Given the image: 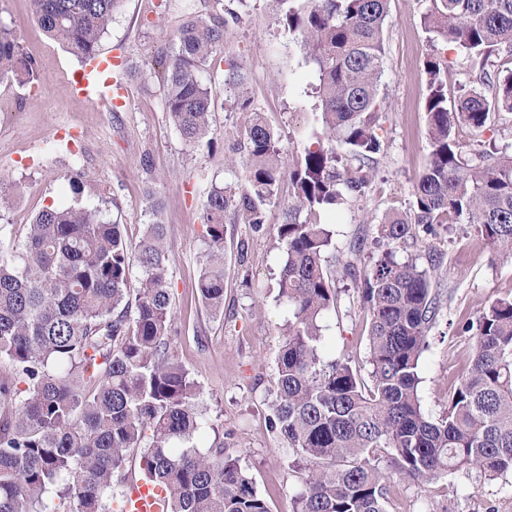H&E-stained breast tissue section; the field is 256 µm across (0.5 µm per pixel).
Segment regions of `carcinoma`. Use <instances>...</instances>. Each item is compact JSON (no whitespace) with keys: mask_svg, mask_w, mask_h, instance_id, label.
Segmentation results:
<instances>
[{"mask_svg":"<svg viewBox=\"0 0 512 512\" xmlns=\"http://www.w3.org/2000/svg\"><path fill=\"white\" fill-rule=\"evenodd\" d=\"M283 27L301 40L319 72L322 131L285 162L278 138L244 90L234 62L224 75L232 109L249 114L232 151L245 185L206 196L208 260L197 288L224 313L225 218L261 229L263 208L282 180L294 193L277 227L285 254L279 298L292 307L277 359L268 418L300 471L294 512H388L391 477L428 486L477 469L512 471V296L484 306L462 326L473 332L467 367L429 417L418 394L419 363L444 301L429 268L397 258L438 224H469L495 254H512V153L470 151L459 129L483 128L512 112V67L489 68L512 48V0H427L425 29L462 47L482 68V87L448 101L440 57L426 59L429 160L414 185L409 214L378 227L385 249L360 271L329 257L331 231L314 216L363 194L381 150L378 99L389 0H276ZM38 22L80 60L99 42L123 0H32ZM241 16L190 15L160 62L166 112L187 143L210 132L214 104L200 73ZM12 29L0 23V81L37 80ZM349 147L339 168L332 142ZM358 281L367 305L369 371L320 355L319 320L339 309L330 261ZM169 255L159 220L135 246L120 225L80 204L48 205L25 227L15 250H0V512H122L127 457L141 450L146 482L165 493L167 512H270L241 459L194 445L204 428L198 388L170 352L173 330ZM139 286L131 290L133 268Z\"/></svg>","mask_w":512,"mask_h":512,"instance_id":"obj_1","label":"carcinoma"}]
</instances>
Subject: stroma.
<instances>
[{"label":"stroma","mask_w":512,"mask_h":512,"mask_svg":"<svg viewBox=\"0 0 512 512\" xmlns=\"http://www.w3.org/2000/svg\"><path fill=\"white\" fill-rule=\"evenodd\" d=\"M389 6L377 174L360 197L318 216L332 231L337 250L361 269L378 255V222L390 211L409 208L413 184L429 158L425 60L436 53L447 58L452 88L476 86L480 75L461 47L435 41L426 32L424 0H390ZM238 8L243 18L227 26L222 59L202 73L214 100L211 131L206 140L188 144L168 117L153 70L189 14ZM0 22L14 28L24 53L39 64L38 81L31 87L0 82V100L18 104L17 111L0 112V189L16 196L10 209L0 211V249L21 243L24 225L52 203L78 202L99 210L107 221L120 223L133 244L146 224L160 217L170 260L171 351L196 381L197 403L207 422L196 445L203 453L220 444L237 451L271 512H293L301 479L288 465L287 444L268 426L281 330L289 318L287 303L277 296L283 252L276 239L292 197L289 183H281L275 203L265 206L260 231L225 224L223 316L206 309L196 283L208 252L206 195L215 184L245 183L243 172L228 167L232 134L244 116L230 109L225 69L232 61L242 64L249 96L289 157L303 148L299 131L320 116L315 65L280 24L276 0H125L99 46L100 54L124 63L123 103L109 109L71 95L68 80L79 60L44 34L31 0H0ZM72 172L84 176L82 194H74L66 179ZM242 244L247 247L243 255L238 252ZM485 251L466 224L449 225L407 249L424 267L430 255L440 257L434 278L444 304L419 365V395L433 417L442 413L448 387L471 354L472 339L462 332V323L488 301L512 295V255L492 262ZM335 279L341 304L320 321V352L324 360L345 357L362 367L368 356L367 311L354 280L340 271ZM388 510L512 512V472L491 479L471 469L426 487L397 478Z\"/></svg>","instance_id":"obj_1"}]
</instances>
